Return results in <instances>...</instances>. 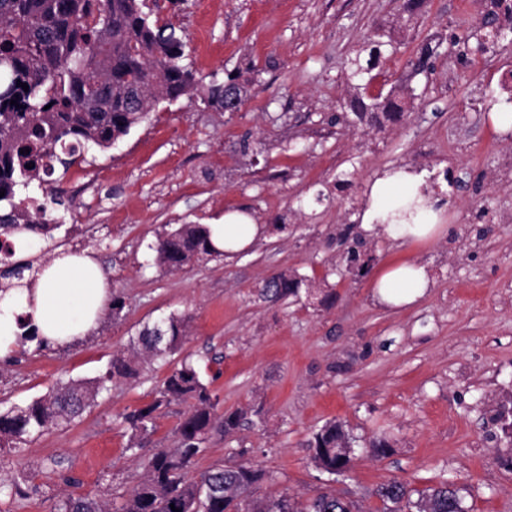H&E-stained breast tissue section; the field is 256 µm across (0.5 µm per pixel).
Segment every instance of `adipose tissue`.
<instances>
[{
    "label": "adipose tissue",
    "instance_id": "1",
    "mask_svg": "<svg viewBox=\"0 0 512 512\" xmlns=\"http://www.w3.org/2000/svg\"><path fill=\"white\" fill-rule=\"evenodd\" d=\"M444 209L422 173L402 166L383 172L368 185L358 214L364 230L379 232L411 245L430 244L447 236ZM217 249L237 254L264 232L244 211L225 215L210 227ZM429 268L412 259L390 263L373 281L376 301L391 307L415 303L432 288ZM111 300L108 279L89 255L63 253L44 263L35 279L14 281L0 290V357L11 353L23 330L64 346L84 339L97 325Z\"/></svg>",
    "mask_w": 512,
    "mask_h": 512
}]
</instances>
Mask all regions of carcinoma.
Returning a JSON list of instances; mask_svg holds the SVG:
<instances>
[{
  "label": "carcinoma",
  "instance_id": "1",
  "mask_svg": "<svg viewBox=\"0 0 512 512\" xmlns=\"http://www.w3.org/2000/svg\"><path fill=\"white\" fill-rule=\"evenodd\" d=\"M144 8L145 0H0V236L30 227L31 203L16 199V186L27 187L34 180L47 184L45 174L57 163L69 168L79 148L111 147L156 106L194 90V74L181 64L184 51L159 42L160 28L151 24ZM480 28L485 44L494 46L497 33L512 31V23H503L490 9ZM434 58V49L427 45L409 64L425 71L433 67ZM227 91L242 97V89L231 83L208 87L206 100L222 109ZM350 111L358 119L370 112L398 121L404 107L391 93L382 97L359 91ZM30 163L34 167L26 168ZM155 252L156 263L167 270L180 269L199 256L223 255L203 224H182L158 237ZM369 269L353 253L342 275L362 277ZM300 285L296 277L279 272L265 281L263 292L282 299L296 294ZM188 323L175 313L146 323L130 339L131 356L113 357L97 380L58 383L26 405L0 410V444L23 443L70 425L106 383L135 378L140 365L177 352ZM171 402L187 404L174 430L175 445L143 460L142 481L118 508L67 496L55 512H171L173 506L180 512H360L354 500L332 491H320L304 503L286 492L255 499L253 488L263 473L250 466H222L198 481L188 477L189 464L205 450L211 435L233 433L244 411L217 414L207 384L187 357L163 379L150 404L124 415L130 451L143 447L155 430L156 412ZM308 446L318 469L330 475L350 470L352 437L342 423L326 422ZM373 495L380 502L376 512H469L462 489L446 482L416 490L393 478L379 484Z\"/></svg>",
  "mask_w": 512,
  "mask_h": 512
}]
</instances>
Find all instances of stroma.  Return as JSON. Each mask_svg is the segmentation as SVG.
I'll use <instances>...</instances> for the list:
<instances>
[{
    "label": "stroma",
    "instance_id": "stroma-1",
    "mask_svg": "<svg viewBox=\"0 0 512 512\" xmlns=\"http://www.w3.org/2000/svg\"><path fill=\"white\" fill-rule=\"evenodd\" d=\"M152 17L173 28L200 92L160 104L111 148L77 153L53 175L66 207L48 205L40 259L85 251L103 267L120 311H106L85 339L0 361V408L88 381L127 352L145 324L183 314L182 345L217 402L244 410L240 428L214 434L190 478L233 463L264 472L257 496L305 500L328 490L376 512L388 479L413 489L447 480L471 512H512V131L488 105L512 97V43L476 53L481 15L464 0H429L402 13L399 0H161ZM392 46L372 71L371 93L413 88L400 121H344L354 89L345 73L367 56L374 33ZM438 45L433 70L412 73L418 49ZM235 78L239 111L208 105L202 90ZM408 165L448 200L447 239L400 245L353 223L368 182ZM461 178L443 179L445 169ZM487 208L488 220L475 215ZM248 212L266 231L232 260L206 257L168 271L155 262L159 235ZM372 269L408 257L434 286L418 303H377L372 279L341 276L348 250ZM288 271L331 288L282 300L261 290ZM176 362L111 383L69 427L0 448V512H51L66 495L119 506L143 477L142 461L174 444L185 407L156 419L145 448L127 449L126 413L150 403ZM354 439L342 476L317 469L307 442L325 422ZM391 444L378 457L371 444Z\"/></svg>",
    "mask_w": 512,
    "mask_h": 512
}]
</instances>
